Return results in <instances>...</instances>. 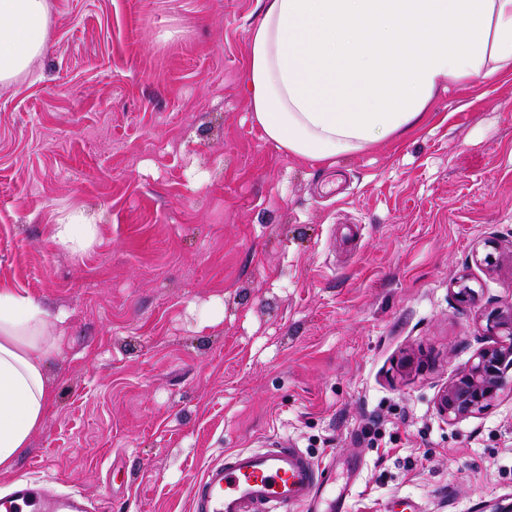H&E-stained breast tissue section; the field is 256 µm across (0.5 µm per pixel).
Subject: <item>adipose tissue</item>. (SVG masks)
Listing matches in <instances>:
<instances>
[{"mask_svg":"<svg viewBox=\"0 0 512 512\" xmlns=\"http://www.w3.org/2000/svg\"><path fill=\"white\" fill-rule=\"evenodd\" d=\"M247 80L268 140L319 165L403 134L438 91L512 72V0H259ZM47 0H0V87L42 54ZM97 227L74 211L53 241L79 252ZM47 311L0 287V471L12 470L47 410L56 348Z\"/></svg>","mask_w":512,"mask_h":512,"instance_id":"ef3b65f1","label":"adipose tissue"}]
</instances>
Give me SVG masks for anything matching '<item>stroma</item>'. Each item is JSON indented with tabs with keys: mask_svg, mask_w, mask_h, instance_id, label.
Here are the masks:
<instances>
[{
	"mask_svg": "<svg viewBox=\"0 0 512 512\" xmlns=\"http://www.w3.org/2000/svg\"><path fill=\"white\" fill-rule=\"evenodd\" d=\"M0 89V285L59 333L47 412L0 493L38 480L94 512H191L194 483L268 437L331 465L346 512L512 499V393L455 424L438 388L479 347L512 269V73L440 92L404 136L321 166L254 119L258 0H49ZM81 209L97 243L62 251ZM473 259L489 275L497 273L505 262L512 266V242L505 245L497 236L489 235L474 249ZM473 283V278L465 272L458 274L451 280L450 291L458 305L467 307L479 301L480 295L476 289L482 288H476Z\"/></svg>",
	"mask_w": 512,
	"mask_h": 512,
	"instance_id": "stroma-1",
	"label": "stroma"
}]
</instances>
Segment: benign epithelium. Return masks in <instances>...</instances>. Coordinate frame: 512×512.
<instances>
[{
  "instance_id": "obj_1",
  "label": "benign epithelium",
  "mask_w": 512,
  "mask_h": 512,
  "mask_svg": "<svg viewBox=\"0 0 512 512\" xmlns=\"http://www.w3.org/2000/svg\"><path fill=\"white\" fill-rule=\"evenodd\" d=\"M473 259L494 274L504 263L512 264V243L505 245L489 235L474 249ZM450 291L460 306L479 301L474 280L465 272L451 280ZM481 321L484 345L437 392L436 410L450 424L484 414L505 391H512V300L484 308Z\"/></svg>"
}]
</instances>
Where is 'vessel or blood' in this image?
Wrapping results in <instances>:
<instances>
[{"mask_svg": "<svg viewBox=\"0 0 512 512\" xmlns=\"http://www.w3.org/2000/svg\"><path fill=\"white\" fill-rule=\"evenodd\" d=\"M330 479L320 463L276 438L210 464L193 486V512H312ZM25 504L32 512H91L85 496H49L28 480L0 495V512H21Z\"/></svg>", "mask_w": 512, "mask_h": 512, "instance_id": "b4317fda", "label": "vessel or blood"}]
</instances>
